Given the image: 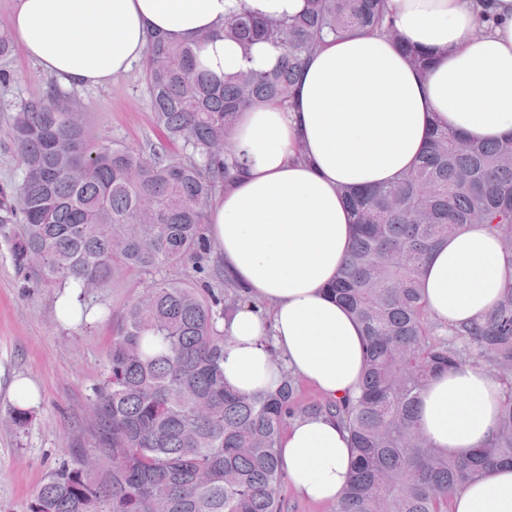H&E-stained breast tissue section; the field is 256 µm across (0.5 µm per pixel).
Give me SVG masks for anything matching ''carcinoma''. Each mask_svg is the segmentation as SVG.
Masks as SVG:
<instances>
[{
    "mask_svg": "<svg viewBox=\"0 0 512 512\" xmlns=\"http://www.w3.org/2000/svg\"><path fill=\"white\" fill-rule=\"evenodd\" d=\"M378 33L424 69L430 54L404 42L388 0H305L279 17L233 9L224 39L243 66L212 77L197 56L212 35L175 44L148 34L144 65L156 127L182 153L93 144L73 97L51 92L25 103L12 137L24 171L0 196V233L16 264L81 296L119 270L151 276L126 309L91 401L92 448L60 465L26 512H283L288 474L278 442L303 414L327 415L355 448L335 512H449L451 494L483 472L512 465V283L474 323L435 321L421 273L448 237L483 224L512 265V138L471 143L438 127L424 156L397 182L346 191L358 234L330 287L363 327L360 396L303 402L299 376L244 395L224 382L218 323L254 305L229 272L218 278L205 234L215 191L245 170L227 148L242 112L288 108L302 68L325 38ZM259 45L273 63L251 66ZM486 368L502 385L492 436L451 457L420 431L416 401L438 371Z\"/></svg>",
    "mask_w": 512,
    "mask_h": 512,
    "instance_id": "carcinoma-1",
    "label": "carcinoma"
}]
</instances>
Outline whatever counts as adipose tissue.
Returning a JSON list of instances; mask_svg holds the SVG:
<instances>
[{
	"label": "adipose tissue",
	"instance_id": "adipose-tissue-1",
	"mask_svg": "<svg viewBox=\"0 0 512 512\" xmlns=\"http://www.w3.org/2000/svg\"><path fill=\"white\" fill-rule=\"evenodd\" d=\"M231 2L14 0L7 28L29 77L98 87L144 58L148 33L193 42L223 29ZM390 6L404 41L431 52L426 69L378 35L331 40L310 59L289 108L252 109L234 128L246 170L213 196L206 236L257 302L220 325L224 380L241 393L273 390L288 368L330 398L356 397L365 338L327 292L356 231L342 188L396 181L437 125L479 142L512 136V0ZM511 282L512 266L480 225L449 238L422 273L430 314L453 325L479 319ZM500 404L492 375L466 366L431 378L417 420L436 447L461 457L491 436ZM278 448L300 496L333 503L344 494L354 450L335 419L294 418ZM449 512H512V468L457 490Z\"/></svg>",
	"mask_w": 512,
	"mask_h": 512
}]
</instances>
